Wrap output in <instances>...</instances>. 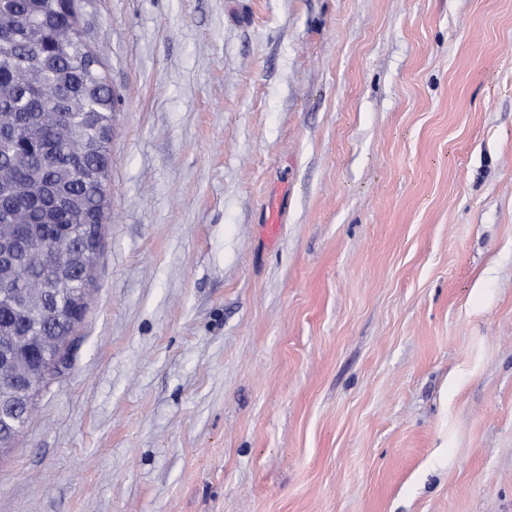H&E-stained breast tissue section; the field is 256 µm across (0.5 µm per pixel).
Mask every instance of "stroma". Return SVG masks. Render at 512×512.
Returning <instances> with one entry per match:
<instances>
[{
    "mask_svg": "<svg viewBox=\"0 0 512 512\" xmlns=\"http://www.w3.org/2000/svg\"><path fill=\"white\" fill-rule=\"evenodd\" d=\"M85 16L102 255L0 512H512V0Z\"/></svg>",
    "mask_w": 512,
    "mask_h": 512,
    "instance_id": "obj_1",
    "label": "stroma"
}]
</instances>
